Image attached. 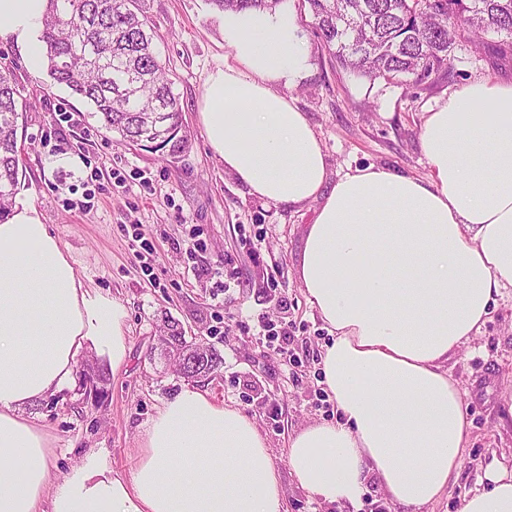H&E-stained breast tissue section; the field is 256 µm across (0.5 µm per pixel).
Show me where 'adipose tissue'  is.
I'll list each match as a JSON object with an SVG mask.
<instances>
[{"label": "adipose tissue", "mask_w": 512, "mask_h": 512, "mask_svg": "<svg viewBox=\"0 0 512 512\" xmlns=\"http://www.w3.org/2000/svg\"><path fill=\"white\" fill-rule=\"evenodd\" d=\"M48 0H0V41L44 63ZM234 62L211 72L199 115L215 156L250 194L318 202L297 278L333 336L321 354L338 418L291 438L298 485L356 504L375 478L398 512L454 484L468 442L466 394L444 369L512 289V82L476 80L428 113V179L368 165L328 185L307 117L279 93L310 68L287 6L229 10ZM126 310L87 288L35 208L0 222V512H286L254 418L186 389L142 432L129 475L89 450L52 478L50 441L25 407L69 387L86 342L125 355ZM460 512H512V468L493 460Z\"/></svg>", "instance_id": "ef3b65f1"}]
</instances>
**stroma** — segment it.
Masks as SVG:
<instances>
[{"label":"stroma","instance_id":"stroma-1","mask_svg":"<svg viewBox=\"0 0 512 512\" xmlns=\"http://www.w3.org/2000/svg\"><path fill=\"white\" fill-rule=\"evenodd\" d=\"M298 16L310 56L309 73L284 87L321 139L328 181L369 164L425 179L430 167L420 148L427 112L468 82L512 81V52L500 35L484 34L482 49L456 43L449 67L393 81L371 80L342 68L314 29L306 0H288ZM156 49L178 98L188 148L172 158L148 147L113 142L92 107L46 70L32 71L18 47L0 42L26 105L18 129L24 179L17 201L37 209L72 259L87 287L121 302L127 312V353L113 364L104 351L81 356L107 378L101 401L72 387L29 407L49 435L50 470L63 476L89 449H104L112 469L128 474L137 439L166 400L192 381L161 353L159 317L168 313L186 337L205 341L222 364L204 390L217 404L255 418L280 473L287 512H395L375 479L356 506L326 504L295 482L286 464L288 443L302 427L336 418L323 383L322 347L331 336L297 278L303 229L316 203L287 207L252 196L225 173L210 148L198 113L206 76L230 61L219 12L208 0H145ZM119 173L124 187L105 186L83 209L93 169ZM142 228L153 244L144 277L132 236ZM205 247L195 257L190 238ZM224 292H217V282ZM293 324L286 363L262 348V323ZM446 369L466 393L468 448L456 484L425 512H460L494 456L512 448V427L502 425L503 399L512 395V292H505L479 338L449 355Z\"/></svg>","mask_w":512,"mask_h":512}]
</instances>
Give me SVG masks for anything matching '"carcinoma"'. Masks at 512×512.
Segmentation results:
<instances>
[{
	"instance_id": "cac0c4a2",
	"label": "carcinoma",
	"mask_w": 512,
	"mask_h": 512,
	"mask_svg": "<svg viewBox=\"0 0 512 512\" xmlns=\"http://www.w3.org/2000/svg\"><path fill=\"white\" fill-rule=\"evenodd\" d=\"M143 0H49L41 41L48 76L89 103L101 127L125 143L168 149L188 143L169 69L157 54ZM283 0H209L224 10L273 9ZM315 30L346 69L371 79L427 74L448 61L456 42L476 44L492 30L512 51V0H305ZM23 105L13 74L0 69V221L19 181L18 120ZM165 348L194 351L181 325L164 319ZM222 364L209 349L195 373L210 376Z\"/></svg>"
}]
</instances>
